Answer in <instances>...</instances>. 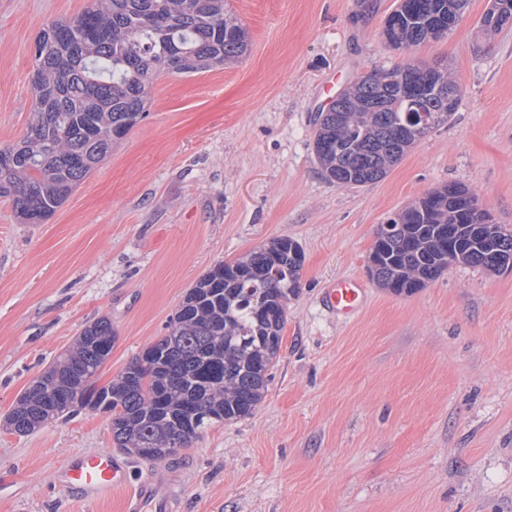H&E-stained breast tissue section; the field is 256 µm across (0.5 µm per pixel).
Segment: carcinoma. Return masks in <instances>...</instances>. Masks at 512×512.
Instances as JSON below:
<instances>
[{
	"instance_id": "obj_1",
	"label": "carcinoma",
	"mask_w": 512,
	"mask_h": 512,
	"mask_svg": "<svg viewBox=\"0 0 512 512\" xmlns=\"http://www.w3.org/2000/svg\"><path fill=\"white\" fill-rule=\"evenodd\" d=\"M225 0H93L53 22L35 42L32 117L22 137L0 147V197L24 224H42L143 118L162 74L220 68L241 59L250 40ZM467 0H398L385 40L409 48L443 36L448 14ZM512 25V0H493L479 25L488 35ZM459 86L438 64L376 70L342 89L315 115L314 151L326 179L361 186L384 178L420 138L448 123ZM475 197L448 185L426 193L380 226L370 271L382 287L410 294L448 270V249L464 265L490 271L512 259V232L495 245L473 241L483 220L465 210ZM301 246L278 238L222 262L189 289L166 336L110 384L96 375L115 334L102 317L43 371L7 415L30 433L73 408L111 416L116 447L160 461L216 422L252 415L282 344L288 300L299 288Z\"/></svg>"
}]
</instances>
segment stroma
<instances>
[{"label":"stroma","mask_w":512,"mask_h":512,"mask_svg":"<svg viewBox=\"0 0 512 512\" xmlns=\"http://www.w3.org/2000/svg\"><path fill=\"white\" fill-rule=\"evenodd\" d=\"M89 0H0V146L32 112L33 44ZM396 0H228L250 34L237 63L161 76L146 116L47 221L0 198V418L80 332L112 322L109 384L166 332L215 264L272 240L305 254L281 351L253 414L212 425L133 476L175 483L178 512H512V270L456 265L397 295L370 277L375 234L424 193L468 187L512 231V27L481 37L489 0L408 50L382 30ZM447 64L461 87L448 124L382 180L340 186L315 157L313 118L375 69ZM354 279L361 312L322 303ZM110 415L82 410L20 435L0 427V512H123L55 474L114 450Z\"/></svg>","instance_id":"stroma-1"}]
</instances>
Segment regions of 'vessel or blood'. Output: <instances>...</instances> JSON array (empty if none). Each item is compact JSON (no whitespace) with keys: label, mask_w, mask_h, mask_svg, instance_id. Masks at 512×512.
Here are the masks:
<instances>
[{"label":"vessel or blood","mask_w":512,"mask_h":512,"mask_svg":"<svg viewBox=\"0 0 512 512\" xmlns=\"http://www.w3.org/2000/svg\"><path fill=\"white\" fill-rule=\"evenodd\" d=\"M365 289L354 280L338 281L325 296L326 306L338 315H356L364 302ZM56 480L89 501H99L128 483L129 471L115 454L103 451L75 454L60 468ZM175 494L160 475H144L135 492L127 500L126 512H172Z\"/></svg>","instance_id":"obj_1"}]
</instances>
